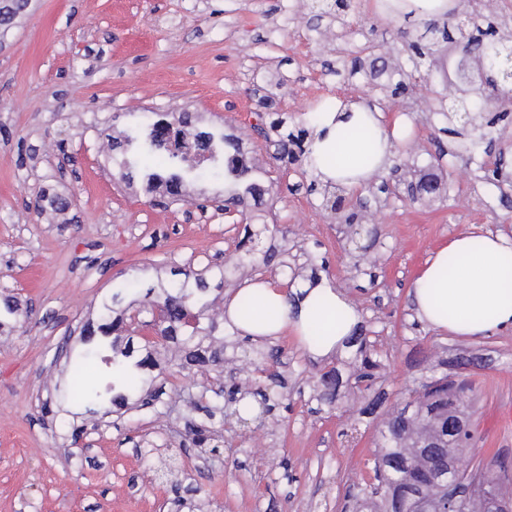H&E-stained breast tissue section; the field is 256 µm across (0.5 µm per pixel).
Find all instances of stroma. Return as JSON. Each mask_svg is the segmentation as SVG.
Instances as JSON below:
<instances>
[{
    "label": "stroma",
    "instance_id": "stroma-1",
    "mask_svg": "<svg viewBox=\"0 0 512 512\" xmlns=\"http://www.w3.org/2000/svg\"><path fill=\"white\" fill-rule=\"evenodd\" d=\"M453 2L467 33L512 37V0L480 12L472 0ZM321 9L320 0H31L0 29V294L34 303L42 319L16 330L15 314L0 304V512H172L180 496L183 512H348L346 487L366 478L387 412L404 387L425 381L430 358H481L480 368L448 369L475 385L462 462L512 470V424L493 421L512 405V333L436 332L418 320L410 297L430 251L451 236L473 227L512 235V184L484 170L493 142L512 175V98L482 113L486 137L472 145L446 112L459 34L445 17H436L433 35L423 19L382 16L377 0H351L342 26L320 18ZM431 40L432 56L408 47ZM351 98L378 106L387 124L411 125L412 143L392 155L400 182L386 189L377 179L362 190L367 207L349 232L323 186H312L300 164H273L274 145L254 127L280 120L308 131L323 102ZM148 112H189L237 137L252 180L273 187L266 207L230 216L198 209L203 198L224 197L220 177L192 181L176 203L166 188L116 180L112 140ZM65 154L77 159L66 170ZM45 189L76 195L73 224L28 209ZM270 207L291 230L288 242L271 245L288 247L293 261L272 272L240 266L209 290L200 324L223 319L225 298L245 281L272 274L298 288L322 276L354 303L362 335L383 355L375 392L351 388L354 348L321 358L289 334L233 335L226 354L248 390L255 349L280 348L278 379L260 384L284 400L263 424L223 426L219 455L184 448L176 460L183 495L157 476L163 448L185 437L177 415L116 407L82 448L71 445L83 422L77 406L60 401L54 421L39 420L41 400L67 387L70 359L86 347L79 329L97 324L103 302L131 279L166 284L184 268L235 262L239 241ZM371 213L377 241L357 268ZM178 356L174 344L152 347L141 397L171 403L175 386L214 384L204 369L175 375ZM332 366L341 386L327 407L308 382Z\"/></svg>",
    "mask_w": 512,
    "mask_h": 512
}]
</instances>
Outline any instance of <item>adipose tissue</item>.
<instances>
[{
  "label": "adipose tissue",
  "instance_id": "1",
  "mask_svg": "<svg viewBox=\"0 0 512 512\" xmlns=\"http://www.w3.org/2000/svg\"><path fill=\"white\" fill-rule=\"evenodd\" d=\"M381 120L357 102L322 114L311 143L322 181L356 191L388 162L400 133L383 128ZM368 127L376 129L375 138L365 136ZM253 294L257 304L243 312L241 298ZM410 296L419 318L438 332L480 337L512 330V237L469 230L449 238L430 254ZM224 314L248 336L320 335L321 343L311 348L319 356L342 346L359 323L354 304L324 280L290 292L274 280L245 282L225 301Z\"/></svg>",
  "mask_w": 512,
  "mask_h": 512
}]
</instances>
